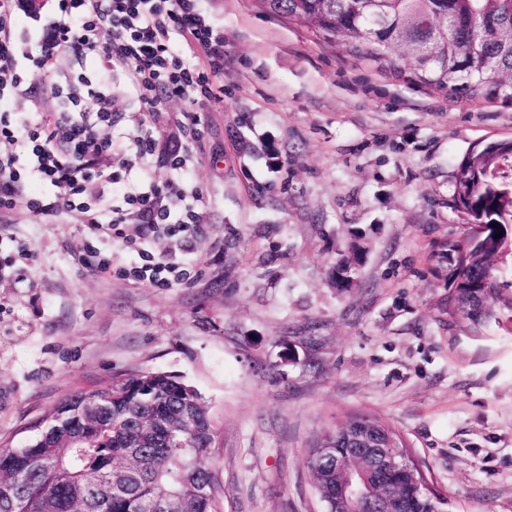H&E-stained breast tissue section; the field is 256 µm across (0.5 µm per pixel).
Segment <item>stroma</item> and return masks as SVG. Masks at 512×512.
Here are the masks:
<instances>
[{"label": "stroma", "instance_id": "1", "mask_svg": "<svg viewBox=\"0 0 512 512\" xmlns=\"http://www.w3.org/2000/svg\"><path fill=\"white\" fill-rule=\"evenodd\" d=\"M200 8L226 63L188 176L203 194L192 237L132 214L96 234L74 213L0 214V445L25 447L77 389L163 371L209 407L219 512H323L308 450L357 410L402 433L448 512H512V328L449 314L431 256L469 236L457 169L512 138V103L428 87L408 60L378 67L255 0ZM112 93L117 181L88 190L105 210L137 180L122 141L140 124L185 146L183 101L150 114L123 79ZM358 227L367 257L340 290L332 267ZM148 253L178 281L134 278Z\"/></svg>", "mask_w": 512, "mask_h": 512}]
</instances>
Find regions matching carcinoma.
Here are the masks:
<instances>
[{"label":"carcinoma","instance_id":"carcinoma-1","mask_svg":"<svg viewBox=\"0 0 512 512\" xmlns=\"http://www.w3.org/2000/svg\"><path fill=\"white\" fill-rule=\"evenodd\" d=\"M272 16L286 17L326 39H340L380 67L410 59L416 78L471 99L512 101V0H257ZM460 211L469 223L486 224L476 236L432 244L448 251V313L460 297H477L474 323L498 319L512 296L482 287L501 280L497 260L512 239V139L494 141L464 159L456 175ZM503 232L496 239L494 234ZM361 259L338 260L334 284H356ZM337 430L310 448L307 466L325 512H348L336 501L344 473L321 463L336 446ZM213 420L202 396L162 372L112 377L104 387L80 389L61 400L23 448H0V470L20 475L0 483V512H218L222 492L212 461ZM380 480V508L357 512H431L435 499L416 493L421 470L373 476Z\"/></svg>","mask_w":512,"mask_h":512}]
</instances>
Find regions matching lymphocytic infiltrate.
I'll return each instance as SVG.
<instances>
[{
	"label": "lymphocytic infiltrate",
	"mask_w": 512,
	"mask_h": 512,
	"mask_svg": "<svg viewBox=\"0 0 512 512\" xmlns=\"http://www.w3.org/2000/svg\"><path fill=\"white\" fill-rule=\"evenodd\" d=\"M199 0H58V14L36 51L20 49L14 35L15 0H0V85L11 77L18 57L27 60L29 79L48 74L56 57L69 56L78 66L96 58L101 66L95 78L79 75L76 82L52 87L58 99L50 113L32 112L12 125L0 113V141L12 150L0 154V212L24 209L49 220L66 210L80 209L90 227L122 224L123 210L99 214L89 206H76L84 185L106 177L112 155V129L118 118L109 73L127 70L132 88L145 111H163L172 99L212 101L214 89L224 77V41L198 8ZM200 56V63L189 60ZM175 122L188 143L182 153L169 156L156 147L150 127L128 137L126 150L143 174L139 187L126 191L140 223L168 225L171 231L196 223L201 191L184 195L178 180L194 155L191 148L202 132L203 117L191 111L177 113ZM34 160V173L50 184L51 197H20L16 164L20 157ZM167 167L174 180L159 186L152 177L154 166ZM179 198L181 207L171 211L159 204L161 195Z\"/></svg>",
	"instance_id": "f902f5d3"
}]
</instances>
